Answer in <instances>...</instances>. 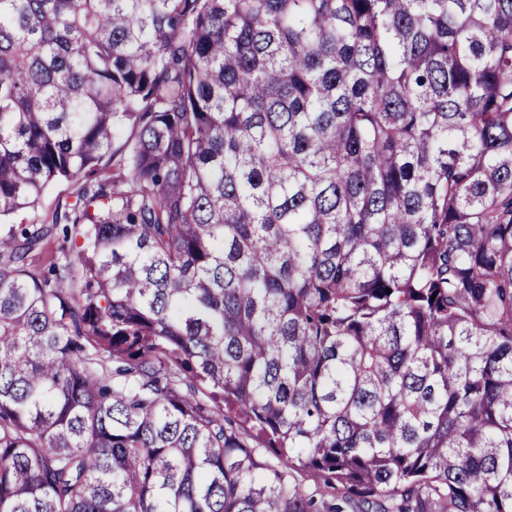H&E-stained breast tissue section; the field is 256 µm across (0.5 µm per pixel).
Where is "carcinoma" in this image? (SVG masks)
I'll return each mask as SVG.
<instances>
[{
    "label": "carcinoma",
    "instance_id": "obj_1",
    "mask_svg": "<svg viewBox=\"0 0 512 512\" xmlns=\"http://www.w3.org/2000/svg\"><path fill=\"white\" fill-rule=\"evenodd\" d=\"M56 182L0 512H512V0H0V217ZM63 244L62 235H55L50 240L45 242L41 249L34 257L31 268L34 272L39 273L47 268L49 263L54 259H62V254L59 251V246Z\"/></svg>",
    "mask_w": 512,
    "mask_h": 512
}]
</instances>
